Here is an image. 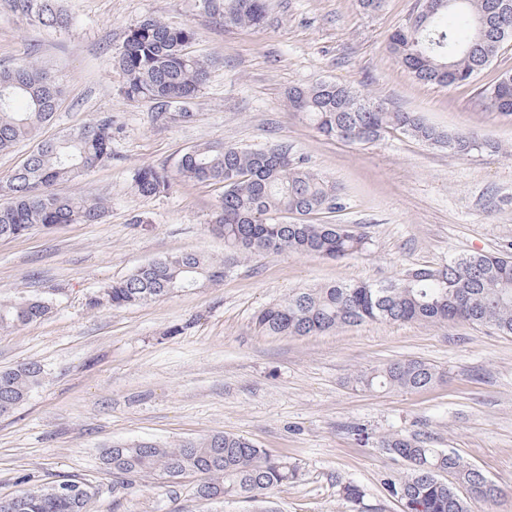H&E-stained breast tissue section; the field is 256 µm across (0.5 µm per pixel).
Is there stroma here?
Returning a JSON list of instances; mask_svg holds the SVG:
<instances>
[{"label":"stroma","instance_id":"35a3bbf8","mask_svg":"<svg viewBox=\"0 0 512 512\" xmlns=\"http://www.w3.org/2000/svg\"><path fill=\"white\" fill-rule=\"evenodd\" d=\"M70 23L52 28L0 6V66L32 56L65 92L41 135L112 119V157L61 195L103 198L100 224H65L0 241V299L52 301L49 316L0 330V367L40 363L43 384L0 417V498L76 479L97 487L90 512H254L237 498L203 501L195 478L144 479L114 494L103 463L112 443L173 444L231 433L284 459L297 479L274 490L278 512H402L385 488L404 465L382 437L411 435L455 451L501 489L492 512H512V335L466 323L366 322L316 336H268L255 313L300 288L384 283L466 254L512 256V116L485 108L480 91L512 73V45L469 84L417 81L390 54V33L417 0H267L262 24L224 23L204 0H61ZM151 17L195 32L207 61L197 98L165 106L128 101L114 62L129 28ZM331 81L439 129L474 133L465 156L399 133L371 144L320 136L293 112L291 89ZM262 148L285 143L340 190L344 210L319 222L363 232L343 260L269 254L223 281L115 309L107 286L157 257L224 255L211 223L222 190L175 183L144 197L133 176L176 168L196 145ZM436 368L419 391L363 389L357 374L394 360ZM358 485L361 501L340 487Z\"/></svg>","mask_w":512,"mask_h":512}]
</instances>
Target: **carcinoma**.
I'll use <instances>...</instances> for the list:
<instances>
[{
	"instance_id": "obj_1",
	"label": "carcinoma",
	"mask_w": 512,
	"mask_h": 512,
	"mask_svg": "<svg viewBox=\"0 0 512 512\" xmlns=\"http://www.w3.org/2000/svg\"><path fill=\"white\" fill-rule=\"evenodd\" d=\"M431 12L421 26L408 23L394 30L388 47L400 65L428 84L448 86L474 81L500 49L512 41V0H418L416 13L428 2ZM11 10L50 27L68 23L59 0H7ZM224 21L240 26L259 24L266 0H210ZM465 17L471 35L458 38L448 15ZM195 33L172 28L154 18L131 27L119 48L116 63L122 72L127 100L164 106L196 98L206 76L205 60L188 47ZM64 94L59 78L38 63L21 59L0 67V153L31 140L49 123ZM493 112L512 115V74L502 75L482 89ZM294 112L319 134L340 141L374 143L390 131H400L430 145L465 155L477 146L466 132L446 133L414 112H403L373 101L351 89L321 81L294 89ZM112 155V119L101 117L57 139L43 140L3 181L0 192V240L23 236L37 228L61 224H97L106 206L99 199L64 196L51 187L71 181ZM178 180L220 184L223 194L211 223L224 237V258L175 253L153 259L106 289L115 309L138 305L224 279L226 270L255 255L288 252L294 255L344 259L362 252L365 235L342 224L313 223L310 216L345 208L336 186L304 166L281 143L266 148L200 144L186 150L174 172L144 167L134 174V187L144 197L166 194ZM50 301L21 297L0 301V329L26 325L47 316ZM368 321H455L489 326L512 335V257L463 255L442 268L409 271L395 282H338L306 288L261 309L256 328L271 336H310ZM437 370L421 360H404L362 373L356 384L367 388H427ZM44 379L41 365L31 362L0 367V415L13 412ZM380 446L441 464L453 480L427 476L410 464L385 482L388 494L422 506L409 512H473L498 497L494 483L455 452L428 448L415 438L394 434ZM104 464L120 474L114 492L134 489L146 477L170 483L185 476L198 478L196 494L204 500L249 498L261 501L296 477L287 461L253 443L226 433L189 439L174 445L142 440L115 443ZM63 482L20 494V512H88L97 488L81 483L77 498L57 491Z\"/></svg>"
}]
</instances>
